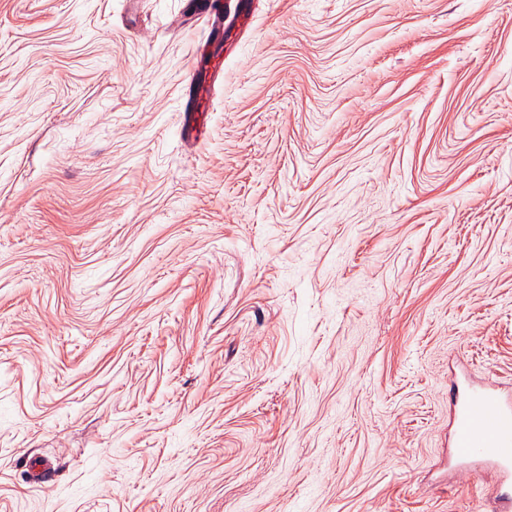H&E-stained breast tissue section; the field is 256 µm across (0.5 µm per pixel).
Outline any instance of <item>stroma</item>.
Returning <instances> with one entry per match:
<instances>
[{
    "instance_id": "stroma-1",
    "label": "stroma",
    "mask_w": 512,
    "mask_h": 512,
    "mask_svg": "<svg viewBox=\"0 0 512 512\" xmlns=\"http://www.w3.org/2000/svg\"><path fill=\"white\" fill-rule=\"evenodd\" d=\"M0 0V512H500L512 0ZM207 25V42L214 48L215 67L212 74H206L203 77H197L196 82L190 79L187 90L182 92L183 99V124L182 131L188 135L196 137L200 133L202 108L204 107L210 93L212 81L222 74L224 57L220 53H215V45L224 41V31L226 30L223 8L212 7L209 14L205 16ZM452 446L463 460L489 461L505 480L512 478V400L493 387L461 388L451 400Z\"/></svg>"
}]
</instances>
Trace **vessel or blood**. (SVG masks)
Returning <instances> with one entry per match:
<instances>
[{"label": "vessel or blood", "mask_w": 512, "mask_h": 512, "mask_svg": "<svg viewBox=\"0 0 512 512\" xmlns=\"http://www.w3.org/2000/svg\"><path fill=\"white\" fill-rule=\"evenodd\" d=\"M222 72V67H215L213 74L189 82L183 91L182 130L186 135H199L213 77ZM450 410L454 454L463 460L491 462L504 479H511L512 400L501 398L490 386L461 388Z\"/></svg>", "instance_id": "1"}]
</instances>
